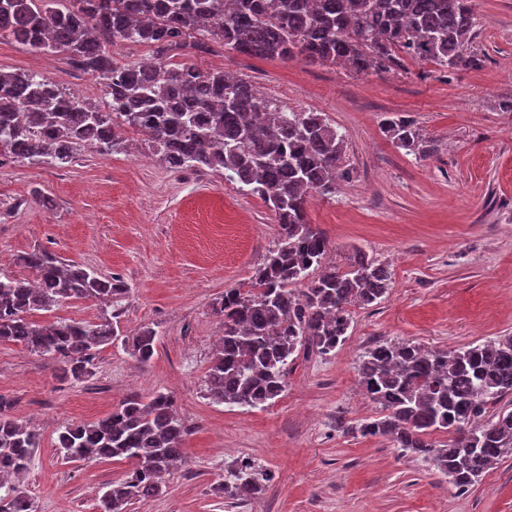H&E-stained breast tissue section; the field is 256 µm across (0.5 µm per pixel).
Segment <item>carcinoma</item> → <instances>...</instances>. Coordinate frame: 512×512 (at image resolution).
<instances>
[{
    "mask_svg": "<svg viewBox=\"0 0 512 512\" xmlns=\"http://www.w3.org/2000/svg\"><path fill=\"white\" fill-rule=\"evenodd\" d=\"M62 2L0 0V37L34 52H67L72 64L106 80L110 104L86 106L33 70L0 71V163L47 157L62 165L84 145L108 154L126 125L146 135L169 168L222 169L224 179L268 203L277 242L247 288H228L213 303L224 337L204 383L211 398L228 405L255 408L277 399L286 388L288 359L302 347L336 352L351 328V309L381 302L391 272L361 249L345 269L326 263L328 240L308 223V198L335 195L337 182L349 175L343 134L318 112L287 110L248 80L177 65L168 54L207 53L220 44L260 59L302 56L366 73L401 66L403 53L454 69L476 63L469 52L472 0ZM126 41L150 48L157 63H113L107 46ZM385 131L410 152L428 151L410 119L391 120ZM20 263L31 277L0 275V343L56 359L63 380L92 377L101 350L119 339L112 321L41 325L33 316L68 301L112 307L129 288L44 249L23 254ZM157 343L151 327L123 339L141 364L153 359ZM357 375L378 413L354 430L390 438L458 491L512 459V336L449 352L378 341L360 357ZM8 408L0 401V512H33L12 480L29 469L39 437ZM438 432L451 435L444 448L430 440ZM190 434L172 398L158 392L132 396L94 422L59 428L56 446L67 459L130 461L132 471L110 484L100 503V512H127L134 501L159 495L165 475L184 460ZM270 480L245 458L226 470L218 490L245 503Z\"/></svg>",
    "mask_w": 512,
    "mask_h": 512,
    "instance_id": "cac0c4a2",
    "label": "carcinoma"
}]
</instances>
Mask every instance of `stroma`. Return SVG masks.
Wrapping results in <instances>:
<instances>
[{
    "instance_id": "stroma-1",
    "label": "stroma",
    "mask_w": 512,
    "mask_h": 512,
    "mask_svg": "<svg viewBox=\"0 0 512 512\" xmlns=\"http://www.w3.org/2000/svg\"><path fill=\"white\" fill-rule=\"evenodd\" d=\"M480 63L444 69L404 59L402 68L355 74L338 65L258 59L214 46L180 50L175 63L251 81L285 108L322 115L346 136L350 178L335 196H312L307 214L347 266L361 249L388 265L381 303L352 311L341 349L299 350L285 392L258 408L210 398L204 376L223 334L212 309L225 289L246 287L277 240L274 211L223 173L168 168L145 135L124 129L111 154L82 147L70 164L0 165V273L21 276L19 255L40 247L129 293L113 324L122 335L158 330L140 364L121 344L104 348L94 376L60 380L55 359L0 344V398L39 437L18 486L34 512H99L125 461H71L60 427L97 420L132 396L169 394L192 432L186 462L162 494L128 512H512V460L459 493L430 463L386 437L351 426L374 417L356 364L380 340L435 350L512 336V0H473ZM42 72L83 103L102 107L104 80L76 70L67 53L37 54L0 41V70ZM415 122L429 154L396 146L389 118ZM52 200L44 207L41 196ZM255 460L272 475L245 504L220 497L227 465Z\"/></svg>"
}]
</instances>
